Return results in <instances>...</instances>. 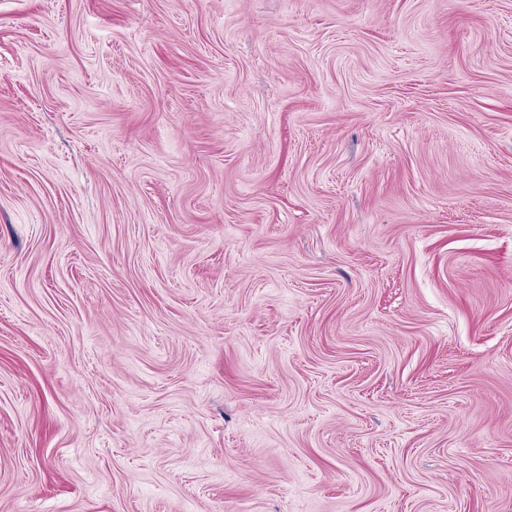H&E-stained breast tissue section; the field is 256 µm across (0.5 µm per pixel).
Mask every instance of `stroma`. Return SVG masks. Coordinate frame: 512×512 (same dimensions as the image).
Returning a JSON list of instances; mask_svg holds the SVG:
<instances>
[{"label": "stroma", "instance_id": "35a3bbf8", "mask_svg": "<svg viewBox=\"0 0 512 512\" xmlns=\"http://www.w3.org/2000/svg\"><path fill=\"white\" fill-rule=\"evenodd\" d=\"M0 512H512V0H0Z\"/></svg>", "mask_w": 512, "mask_h": 512}]
</instances>
